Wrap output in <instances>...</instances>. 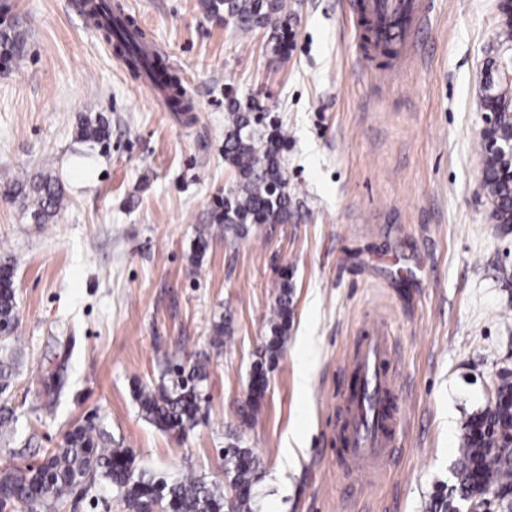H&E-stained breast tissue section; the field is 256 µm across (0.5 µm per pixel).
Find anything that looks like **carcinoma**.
Wrapping results in <instances>:
<instances>
[{
    "instance_id": "obj_1",
    "label": "carcinoma",
    "mask_w": 512,
    "mask_h": 512,
    "mask_svg": "<svg viewBox=\"0 0 512 512\" xmlns=\"http://www.w3.org/2000/svg\"><path fill=\"white\" fill-rule=\"evenodd\" d=\"M209 12L230 19L238 34L256 28L274 30L288 23L287 0H207ZM102 35L115 42L118 50L131 56L134 75L140 74L138 44L121 20L101 29ZM487 112L497 114V134L512 136V83L496 86L493 95L482 102ZM227 124L224 126V162L234 172V185L224 194L222 222L225 229L238 235L248 232L250 224H286L292 207V194L282 146L288 130L279 124L268 127L265 105L255 101L246 110L236 102H228ZM84 142L106 139L107 127L100 118L84 117L79 128ZM482 189L492 206V217L500 224H512V182L501 175L507 165L489 144H484ZM13 199L31 201V217L37 224L53 218L61 208L64 191L52 174H38L13 186ZM292 316V284L283 275L279 284L273 316L272 336L264 354L277 358ZM17 324V299L14 266L0 263V329L14 337ZM170 373L174 378L153 386H139L135 398L145 418L163 431L185 434L194 428L202 399L198 384L206 379V360L177 363ZM263 368L252 374L249 411L241 421L251 424L258 413L266 387L258 384ZM499 396L495 408L488 407L469 415L462 434L459 458L455 466V483L440 485L428 506V512H458L454 500H482L492 493L512 489V373L499 375ZM259 459L252 449L235 437L224 448V477L232 489L208 483L193 475H185L168 483L135 466L126 448H113L104 430L88 422L68 432L61 448L48 451L38 466H15L0 471V509L12 512H57L60 504L76 497L98 479L115 487L125 501L127 512H155L158 505L174 512H252L254 485L258 480Z\"/></svg>"
}]
</instances>
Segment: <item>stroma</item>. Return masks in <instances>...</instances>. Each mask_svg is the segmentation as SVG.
Segmentation results:
<instances>
[{
	"mask_svg": "<svg viewBox=\"0 0 512 512\" xmlns=\"http://www.w3.org/2000/svg\"><path fill=\"white\" fill-rule=\"evenodd\" d=\"M109 2L163 50L194 111H169L134 79L77 0H0V34L25 39L22 60L0 69V259L14 264L18 304L0 464L14 451L43 462L90 418L169 482L223 481L224 446L240 436L260 460L253 512H426L453 481L465 421L512 369V224L491 220L478 187L496 0H431L417 55L393 74L368 72L352 0H288L284 57L270 29L234 34L206 0ZM256 96L288 130L293 214L238 237L220 222L234 183L227 101ZM84 115L104 117L105 141H78ZM45 171L65 203L37 224L7 190ZM285 270L292 322L247 427ZM373 325L395 344L404 439L378 471L352 475L327 424L354 386L357 332ZM202 355L197 426L161 431L136 383ZM58 512L127 510L101 480ZM264 374L266 375L265 371L263 370V364L261 363L260 367L256 371V374L253 372L251 376L252 381L250 383L251 397L249 401V411L242 414L241 421L243 425H250L256 418L258 409L260 407V401L263 398L265 391L267 390L265 386L258 384V379L260 377H264Z\"/></svg>",
	"mask_w": 512,
	"mask_h": 512,
	"instance_id": "stroma-1",
	"label": "stroma"
}]
</instances>
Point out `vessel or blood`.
Returning a JSON list of instances; mask_svg holds the SVG:
<instances>
[{
    "instance_id": "obj_1",
    "label": "vessel or blood",
    "mask_w": 512,
    "mask_h": 512,
    "mask_svg": "<svg viewBox=\"0 0 512 512\" xmlns=\"http://www.w3.org/2000/svg\"><path fill=\"white\" fill-rule=\"evenodd\" d=\"M354 12L357 45L367 59L387 69L416 53L426 24L424 0H355ZM349 362L359 385L346 403L337 435L347 469L369 472L382 466L399 442L401 412L390 338L370 331Z\"/></svg>"
}]
</instances>
